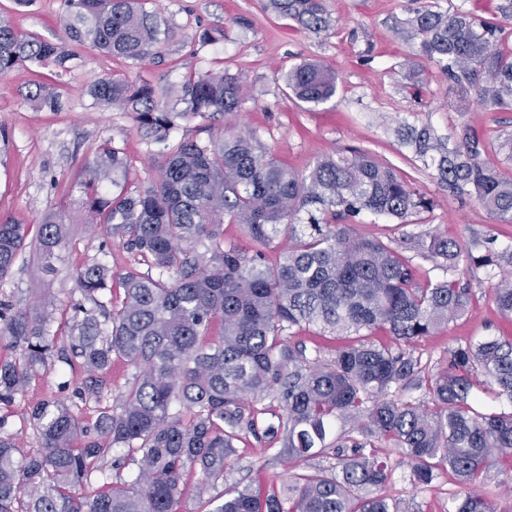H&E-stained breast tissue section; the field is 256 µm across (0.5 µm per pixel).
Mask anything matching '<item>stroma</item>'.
Listing matches in <instances>:
<instances>
[{
  "label": "stroma",
  "mask_w": 512,
  "mask_h": 512,
  "mask_svg": "<svg viewBox=\"0 0 512 512\" xmlns=\"http://www.w3.org/2000/svg\"><path fill=\"white\" fill-rule=\"evenodd\" d=\"M326 5L331 27L313 34L292 20L264 12L261 0H160L174 35L156 59L141 65L123 63L84 46L67 69L27 64L0 76V215L30 231L11 273L0 278V300L27 310L35 306L38 295L54 298L50 329L56 332L72 315L73 305L84 300L74 277L78 267L99 260L118 273L148 271L120 238L89 223L82 206L84 169L104 141L124 149L129 190L149 185L158 175L161 145L143 140L130 114L94 105L86 93L92 81L111 73L150 81L161 90L205 72L244 73L247 91L239 112L183 121L172 140H205L211 130L227 123L244 131L256 128L265 146L300 173L308 172L322 156L347 147L364 149L404 174L432 199L433 207L408 226L365 215L354 227L356 234L386 242L400 241L407 232L441 234L472 248L492 233L498 248L512 250V224L495 223L477 201L462 203L449 196L435 170L414 161L395 135L403 122L428 124L451 138L463 125H471L487 140L485 160L512 178V158L499 148L501 141L512 137V108H487L474 95L459 102L439 68L419 57L394 30L396 20L407 16L411 0H326ZM0 14L9 16L18 30L44 40L64 34L62 0H30L23 6L16 0H0ZM210 27L223 30V38L198 42L196 32ZM308 59L331 67L338 77L335 98L311 111L286 95L281 80L282 72ZM38 82L61 94V111L40 109L28 100L29 89ZM50 212L64 214L66 239L53 261L54 272L46 274L33 233ZM463 277L473 293L468 313L409 348L425 375L440 368L449 349L512 333V319L502 316L493 298L497 277L484 268L464 271ZM132 372V367L114 361L100 376L99 401H85L71 391L82 381L79 368L51 356L23 393L11 404L0 405V417L6 420L0 431L14 438L20 455L37 453L26 417L38 401L62 398L90 425L99 407L118 404ZM234 446L235 464L224 477L225 485L251 480L278 485L295 472L279 453L282 439L269 441L244 431ZM380 454L390 470L380 492L396 501L401 512H448L450 499L461 491L450 472L440 471L431 483L420 484L398 450L385 444Z\"/></svg>",
  "instance_id": "stroma-1"
}]
</instances>
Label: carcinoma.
I'll return each mask as SVG.
<instances>
[{
    "label": "carcinoma",
    "instance_id": "cac0c4a2",
    "mask_svg": "<svg viewBox=\"0 0 512 512\" xmlns=\"http://www.w3.org/2000/svg\"><path fill=\"white\" fill-rule=\"evenodd\" d=\"M152 0H64V37L47 41L18 31L0 16V75L26 64L59 68L90 45L138 63L159 54L171 36ZM268 8L321 33L329 30L325 0H267ZM400 33L418 41V55L448 83L472 89L497 108L512 106V50L501 48L502 28L458 9L430 4L409 9ZM285 89L312 107L336 95V73L303 61L283 75ZM94 104L132 114L137 130L165 143L179 121L236 112L244 101L238 74L206 73L177 86L174 103L148 81L107 75L88 89ZM37 107L58 112L60 95L45 84L28 92ZM486 139L469 125L455 142L430 126L412 128L402 145L437 172L448 194L476 200L500 224H512V178L482 159ZM122 149L104 142L86 166L83 206L94 224L125 240L155 270L116 273L94 261L76 271L92 307L78 306L62 349L86 374L81 399L99 396L98 375L121 359L135 368L118 405L97 423L82 425L72 408L51 397L30 415L40 452L16 459L17 446L0 436V512H181L182 478L198 472V495L209 512H399L398 505L363 491L379 487L388 466L377 442L401 449L413 479L431 483L448 469L464 488L448 512H496L469 491L490 468L512 459V412H481L472 395L482 376L496 398L512 404V336H489L448 350V361L427 379L428 400L404 396L420 385V360L406 347L462 317L473 294L456 276L459 264L490 270L512 265V253L488 234L483 250L439 235L409 233L393 246L357 235L364 214L412 224L432 208L390 164L347 148L299 174L273 157L258 130L228 125L208 142L184 139L168 148L158 177L131 194L121 179ZM242 227L250 246L225 244L223 224ZM28 230L0 217V277L21 254ZM65 236L64 217L40 222L42 271H54ZM418 257L435 261L443 276L419 281ZM119 279L121 304L99 300ZM502 313L512 316V285L494 289ZM55 302L38 297L34 310L0 302V340L21 352L0 362V403L8 404L44 367L55 348L50 321ZM218 339H208L213 323ZM356 336L330 360L285 339L295 327ZM384 329L397 348L368 340ZM279 403L264 435L281 436L288 458L301 465L323 455L329 468L296 474L280 488L238 484L219 496L210 490L234 466L233 441L256 431L249 402ZM353 427L338 436V420ZM82 438V445L74 447ZM112 461H107V458ZM136 465L111 481L108 469ZM97 483L94 491L74 488Z\"/></svg>",
    "mask_w": 512,
    "mask_h": 512
}]
</instances>
